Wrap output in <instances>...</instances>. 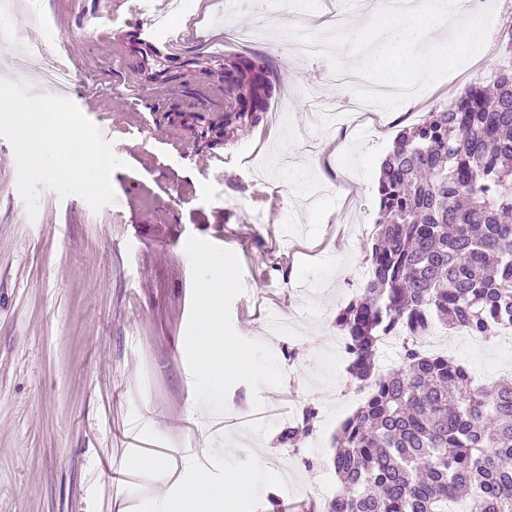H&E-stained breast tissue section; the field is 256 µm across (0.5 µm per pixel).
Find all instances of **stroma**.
<instances>
[{
  "mask_svg": "<svg viewBox=\"0 0 512 512\" xmlns=\"http://www.w3.org/2000/svg\"><path fill=\"white\" fill-rule=\"evenodd\" d=\"M490 2L475 60L424 88L415 107L373 122L353 114L328 132L307 89L340 101L353 93L329 81L328 56L300 51L322 32L323 0H299L291 19L270 7L271 36L254 42L235 41L221 20L231 5L236 26L249 27L255 0H185L176 56L154 0H15L13 80L33 63L28 41H43L75 77L70 100L92 102L88 118L124 166L100 211L44 190L32 218L0 137V512H156L152 489L179 499L199 468L216 489L228 467L247 485L259 461L273 483L237 512H301L308 485L338 490L332 460L350 414L348 375L325 355L337 311L367 277L380 166L404 127L512 65L501 37L512 0ZM146 31L156 34L149 46ZM242 57L266 58L276 78L263 120L228 133L224 63ZM252 211L263 223H251ZM192 236L237 254L245 292L231 304L233 326L269 341L285 373L256 394L244 383L230 389L226 416L248 420L245 443L200 438L185 355ZM274 315L298 317L295 338H269ZM448 355L489 383L512 376L504 336L477 351L456 339ZM293 391L313 408L322 447L290 445L287 422L256 417L255 402L278 407ZM146 457L166 465L135 466Z\"/></svg>",
  "mask_w": 512,
  "mask_h": 512,
  "instance_id": "stroma-1",
  "label": "stroma"
}]
</instances>
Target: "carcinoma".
<instances>
[{"label":"carcinoma","instance_id":"carcinoma-1","mask_svg":"<svg viewBox=\"0 0 512 512\" xmlns=\"http://www.w3.org/2000/svg\"><path fill=\"white\" fill-rule=\"evenodd\" d=\"M403 129L383 160L358 298L336 313L346 372L367 396L336 435L328 512H512V379L477 382L423 341L439 324L492 337L512 325V69ZM262 59L224 63V127L263 120ZM406 334L379 374L380 337ZM313 412L288 427L297 445Z\"/></svg>","mask_w":512,"mask_h":512}]
</instances>
